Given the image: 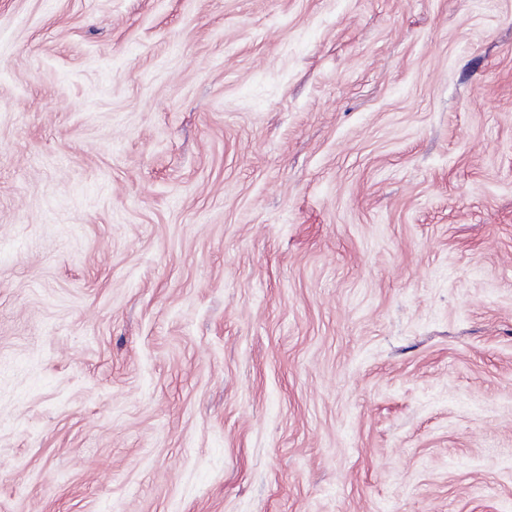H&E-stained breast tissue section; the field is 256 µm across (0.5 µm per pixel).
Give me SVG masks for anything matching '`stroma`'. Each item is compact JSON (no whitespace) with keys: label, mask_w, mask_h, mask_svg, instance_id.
I'll return each mask as SVG.
<instances>
[{"label":"stroma","mask_w":512,"mask_h":512,"mask_svg":"<svg viewBox=\"0 0 512 512\" xmlns=\"http://www.w3.org/2000/svg\"><path fill=\"white\" fill-rule=\"evenodd\" d=\"M0 512H512V0H0Z\"/></svg>","instance_id":"stroma-1"}]
</instances>
